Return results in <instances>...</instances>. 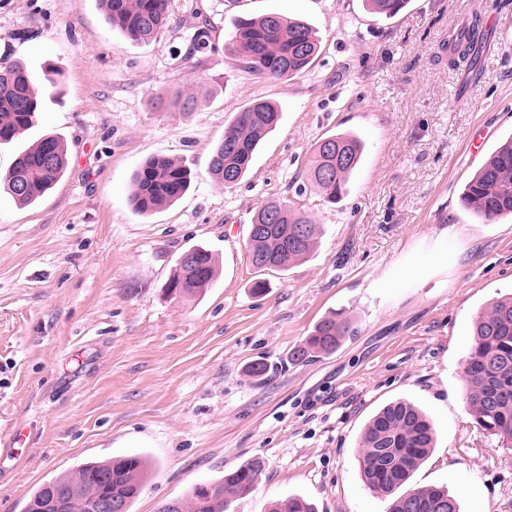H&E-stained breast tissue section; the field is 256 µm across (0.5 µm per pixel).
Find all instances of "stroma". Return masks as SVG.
<instances>
[{"label": "stroma", "mask_w": 512, "mask_h": 512, "mask_svg": "<svg viewBox=\"0 0 512 512\" xmlns=\"http://www.w3.org/2000/svg\"><path fill=\"white\" fill-rule=\"evenodd\" d=\"M269 12L320 41L289 78L249 73L229 49L237 17ZM475 12L492 25L471 65L451 68L438 48ZM9 60L64 80L37 124L0 146V175L49 133L68 165L37 204L0 193V512H22L41 482L83 462L128 453L155 462L132 512L250 458L264 472L230 512L293 495L316 512H390L391 497L365 486L358 448L373 413L398 399L437 434L407 489L447 488L460 512H512V447L474 422L461 366L476 316L512 293V216L488 224L461 200L512 135V0H410L391 19L363 0H170L147 43L112 30L97 0H0ZM186 85L192 108L152 109ZM257 99L281 121L224 188L211 150ZM343 132L365 157L331 203L304 171L314 143ZM152 157L193 177L182 199L141 216L127 195ZM271 201L318 227L312 255L281 272L256 270L246 250ZM194 245L212 252L213 283L168 293ZM333 312L356 335L291 362ZM261 357L274 370L259 381L246 369Z\"/></svg>", "instance_id": "35a3bbf8"}]
</instances>
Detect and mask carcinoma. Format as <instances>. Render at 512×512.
Masks as SVG:
<instances>
[{"label": "carcinoma", "instance_id": "obj_1", "mask_svg": "<svg viewBox=\"0 0 512 512\" xmlns=\"http://www.w3.org/2000/svg\"><path fill=\"white\" fill-rule=\"evenodd\" d=\"M105 21L130 40L149 42L164 29L169 0H97ZM408 0H367L372 12L391 18ZM480 17L475 16L458 33L448 35L440 57L457 67L472 58L482 39ZM230 44L238 62L251 73L280 79L300 72L316 57L319 39L299 20L276 13L257 18H239L233 24ZM193 94L179 91L167 102L159 97L152 107L179 105L188 108ZM42 109V95L27 66L14 60L0 63V145L11 143L32 128ZM281 120V111L269 100H256L235 113L224 136L211 152L209 173L215 181L236 185L249 170L260 141ZM364 144L357 136L334 134L319 139L306 170L307 178L332 203L345 194L350 175L359 164ZM66 153L60 138L46 134L19 151L0 186L14 200L29 205L44 196L63 176ZM190 170L165 157H153L137 168L131 179L128 202L146 215L175 203L186 192ZM465 207L486 222L512 214V138L485 161L466 184ZM254 224H263L261 235L248 236L247 252L267 263L263 270L282 271L305 259L316 243L317 225L284 202H271L259 209ZM194 274L185 278L174 269L169 284L182 285L181 294L192 295L209 286L214 278L212 254L203 247L190 249ZM355 328L338 314L317 322L304 344L291 353L305 361L336 352ZM467 408L475 422L502 445L512 447V296L492 303L473 323V345L463 362ZM434 429L425 414L410 402H392L378 410L360 438V468L369 490L385 496L410 479L433 448ZM150 463L143 455L88 461L73 472L39 485L23 512H37L50 495L70 502V512H88V500L104 492L103 477L112 478V495L131 512L140 495ZM264 470L259 458L250 459L218 480L193 485L182 498L183 512H227L230 505L249 493ZM268 512H314L300 496L272 503ZM391 512H460L457 501L439 489H414L396 495Z\"/></svg>", "mask_w": 512, "mask_h": 512}]
</instances>
